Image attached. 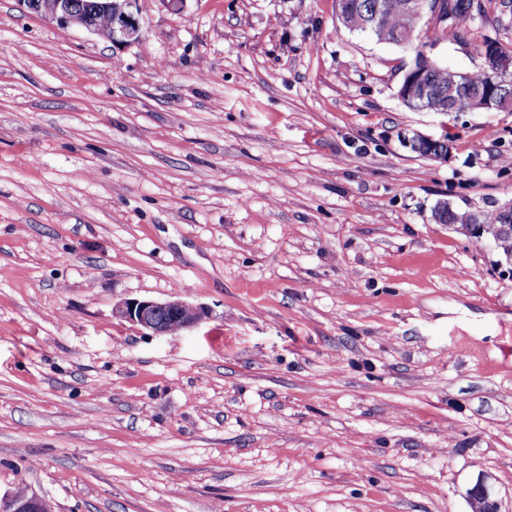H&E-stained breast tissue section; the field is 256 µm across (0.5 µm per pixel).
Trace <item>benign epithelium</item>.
<instances>
[{
	"mask_svg": "<svg viewBox=\"0 0 512 512\" xmlns=\"http://www.w3.org/2000/svg\"><path fill=\"white\" fill-rule=\"evenodd\" d=\"M23 9L32 15L55 19L67 25L81 27L95 34L92 22L96 13L107 18L112 42L129 45L141 39V26L131 11L134 0H97L79 8L73 0H17ZM453 3L449 0H408L404 15V38L399 44H407V37L413 36L420 24L436 25L452 14ZM483 56L494 60V70L488 75L486 85L475 91L464 103L451 98L435 97L428 92L425 71L438 68L440 64L425 51H420V65L408 69L398 90V97L404 102L432 101L442 112L499 111L503 103L512 98V56L499 50L494 39L487 41ZM117 317L132 322L156 335L172 332L171 322L179 324L183 331L197 325L204 317L202 308L180 299L163 302L153 300H128L115 308ZM0 512H54L51 503L35 493L25 492L21 497L11 494L0 497Z\"/></svg>",
	"mask_w": 512,
	"mask_h": 512,
	"instance_id": "obj_1",
	"label": "benign epithelium"
}]
</instances>
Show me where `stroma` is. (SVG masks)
<instances>
[{
	"label": "stroma",
	"instance_id": "stroma-1",
	"mask_svg": "<svg viewBox=\"0 0 512 512\" xmlns=\"http://www.w3.org/2000/svg\"><path fill=\"white\" fill-rule=\"evenodd\" d=\"M0 0V496L55 512H512V111H415L336 0ZM420 42L474 72L473 43ZM447 137L448 161L402 135ZM182 299L195 327L114 315ZM92 0H77L79 4L86 5ZM26 12L32 15L56 19L57 21L81 27L92 34L97 29L92 22L93 14L97 17L99 36L107 40L112 34V42L120 45H129L141 39V26L133 12L130 10L134 0H97L88 4L86 8H79L73 0H17ZM439 204L432 211V218L438 224H449L453 226H459L461 230L470 235V225L473 229V234L476 238L483 237V231L486 228L485 224H481L479 214L476 213L471 224V215L474 211L472 210H458L452 209V212H448L447 203H443V208L439 209ZM483 221L487 224L485 232L491 235L493 239L497 240L499 248L502 250V254L505 255L507 252H512V224H501L499 216L496 214V210L491 212L484 211ZM505 227V228H504ZM509 231H508V229ZM471 236V235H470ZM25 494L22 497L11 494L7 497H0L1 512H54L51 503L44 497L35 493L24 491L22 488L16 490L17 494Z\"/></svg>",
	"mask_w": 512,
	"mask_h": 512
}]
</instances>
